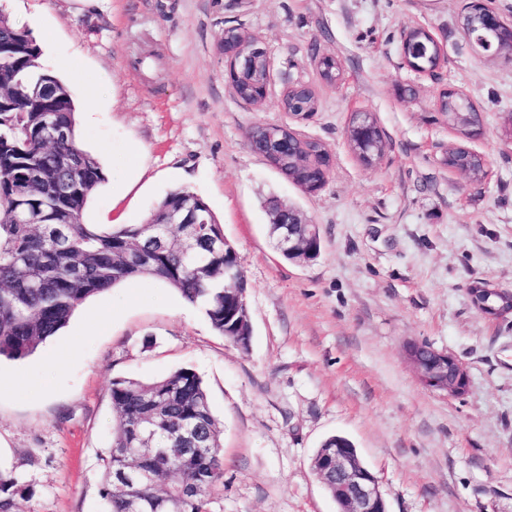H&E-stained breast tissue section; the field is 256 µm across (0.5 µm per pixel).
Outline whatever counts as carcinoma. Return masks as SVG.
I'll use <instances>...</instances> for the list:
<instances>
[{
  "instance_id": "carcinoma-1",
  "label": "carcinoma",
  "mask_w": 512,
  "mask_h": 512,
  "mask_svg": "<svg viewBox=\"0 0 512 512\" xmlns=\"http://www.w3.org/2000/svg\"><path fill=\"white\" fill-rule=\"evenodd\" d=\"M417 65L433 68L440 52L422 29ZM41 49L29 30L0 18V92L14 99L0 109V358L33 354L65 328L88 298L128 280L166 283L186 302L201 307L214 331L232 342L236 329L224 322V287L244 275L224 268V231L210 206L207 223L164 233L162 224L83 223V211L105 181L96 158L77 138V106L68 85L40 64ZM448 124L465 132L481 115L462 97L442 104ZM69 131L49 149L47 117ZM36 185L49 223L16 224L12 214L25 180ZM506 318L512 293H482ZM117 422L102 477L107 512H209L213 487L224 476L222 428L202 378L178 368L153 380L118 379L110 388ZM18 482L0 477V512H16Z\"/></svg>"
}]
</instances>
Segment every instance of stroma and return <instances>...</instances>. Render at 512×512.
I'll return each instance as SVG.
<instances>
[{"mask_svg": "<svg viewBox=\"0 0 512 512\" xmlns=\"http://www.w3.org/2000/svg\"><path fill=\"white\" fill-rule=\"evenodd\" d=\"M469 3L0 0L69 85L79 141L105 173L84 223H146L176 188L203 197L238 253L252 325L240 349L167 284L138 280L87 299L29 357L1 359L0 475L23 490L18 512H105L113 380L182 366L202 376L223 428L210 512H336L312 469L333 435L354 444L387 512H512V317L483 316L467 293L478 279L512 291V62L470 43ZM228 27L268 49L260 103L227 78ZM413 27L442 49L435 74L402 58ZM323 55L341 65L331 85L315 64ZM299 83L319 93L303 121L279 106ZM446 88L480 112L479 135L449 127ZM357 112L385 142L370 165L347 138ZM261 124L326 145L322 189L305 191L249 149ZM458 145L485 159L480 189L443 165ZM271 197L317 225L315 259L276 249ZM413 342L464 362L467 393L425 388L407 359Z\"/></svg>", "mask_w": 512, "mask_h": 512, "instance_id": "stroma-1", "label": "stroma"}]
</instances>
